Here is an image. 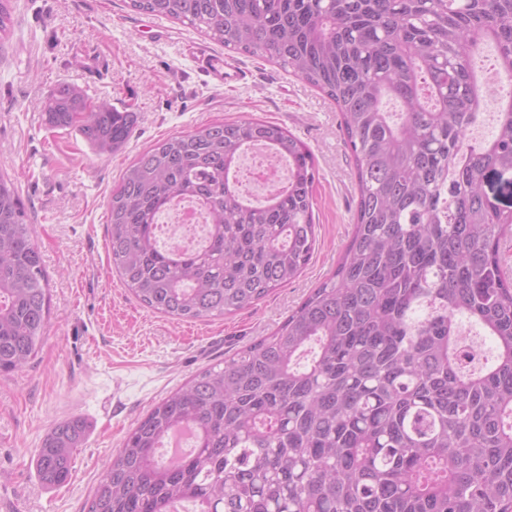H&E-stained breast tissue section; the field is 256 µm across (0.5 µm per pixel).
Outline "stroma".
Masks as SVG:
<instances>
[{
	"label": "stroma",
	"mask_w": 512,
	"mask_h": 512,
	"mask_svg": "<svg viewBox=\"0 0 512 512\" xmlns=\"http://www.w3.org/2000/svg\"><path fill=\"white\" fill-rule=\"evenodd\" d=\"M0 40V172L15 179L49 274L51 316L35 358L0 375V512H85L104 463L137 420L203 368L269 335L335 269L353 229L354 161L335 105L271 61L232 55L244 82L214 87L192 27L133 11L129 0H11ZM66 82L138 113L126 147L97 155L44 121ZM260 119L302 140L316 164L313 257L293 282L234 315L175 322L142 306L112 271L107 206L135 157L208 123ZM82 416L70 480L42 484L33 459L50 425Z\"/></svg>",
	"instance_id": "obj_1"
}]
</instances>
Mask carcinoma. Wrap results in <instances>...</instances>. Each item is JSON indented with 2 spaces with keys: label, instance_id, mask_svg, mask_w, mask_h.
I'll list each match as a JSON object with an SVG mask.
<instances>
[{
  "label": "carcinoma",
  "instance_id": "obj_1",
  "mask_svg": "<svg viewBox=\"0 0 512 512\" xmlns=\"http://www.w3.org/2000/svg\"><path fill=\"white\" fill-rule=\"evenodd\" d=\"M231 53L266 58L324 93L355 160L353 232L334 272L281 323L224 365L157 402L105 465L87 512H512V279L500 242L512 210L489 195L512 173V91L490 138L472 61L494 47L512 78V0H130ZM395 99L404 111L385 109ZM46 123L76 127L99 155L138 122L78 87L48 95ZM257 142L287 184L254 204L240 156ZM314 157L287 129L248 119L158 141L108 203L112 267L146 308L175 321L246 309L297 278L315 249ZM193 199L207 216L194 252L162 249L156 220ZM48 278L14 181L0 174V374L37 354ZM496 355L459 361L462 319ZM192 429L188 456L157 448ZM86 434L52 424L34 460L60 486Z\"/></svg>",
  "mask_w": 512,
  "mask_h": 512
}]
</instances>
